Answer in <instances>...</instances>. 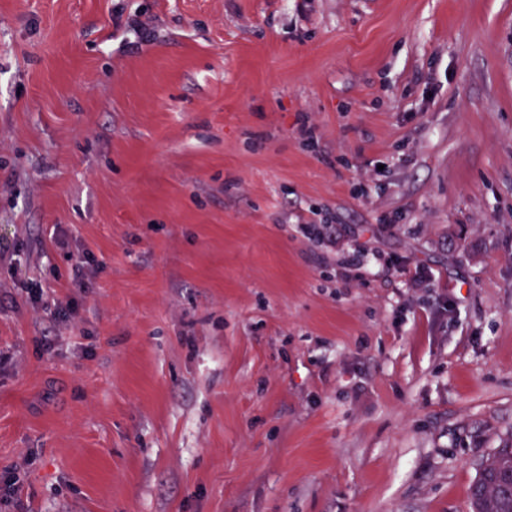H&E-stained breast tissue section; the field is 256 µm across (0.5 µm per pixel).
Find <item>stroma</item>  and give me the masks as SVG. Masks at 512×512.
<instances>
[{
	"mask_svg": "<svg viewBox=\"0 0 512 512\" xmlns=\"http://www.w3.org/2000/svg\"><path fill=\"white\" fill-rule=\"evenodd\" d=\"M511 439L512 0H0V512H472Z\"/></svg>",
	"mask_w": 512,
	"mask_h": 512,
	"instance_id": "35a3bbf8",
	"label": "stroma"
}]
</instances>
